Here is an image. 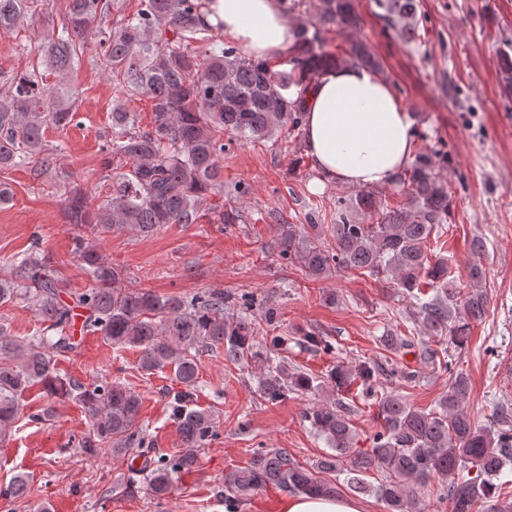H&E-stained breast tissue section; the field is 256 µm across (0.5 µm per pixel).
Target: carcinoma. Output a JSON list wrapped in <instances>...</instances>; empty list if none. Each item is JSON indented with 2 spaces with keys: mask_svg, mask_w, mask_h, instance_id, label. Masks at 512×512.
<instances>
[{
  "mask_svg": "<svg viewBox=\"0 0 512 512\" xmlns=\"http://www.w3.org/2000/svg\"><path fill=\"white\" fill-rule=\"evenodd\" d=\"M136 13L106 27L97 18L109 8L106 0H69L59 29L47 36L41 52L46 67L66 75L90 51L101 59L112 80L129 96L152 101V127L117 107L111 130L102 135V166L112 181V195L96 205L93 196L62 180L61 203L69 223L89 231L74 241V262L92 287L63 296L65 284L36 252L12 258L0 266V305L19 296L29 298L44 324L36 336H10L0 328V440L18 412V398L40 386L53 402L77 400L89 420L80 449L125 455L152 447L141 425L142 399L120 382L84 386L56 370L57 357L77 349L76 333H94L116 349L140 351L139 368L146 374L172 370L181 390L170 399L181 448L172 457L153 462L147 486L153 497L170 494L177 479L199 467L200 448L213 434V414L192 405L200 371V353L224 346L226 360L251 361L265 370L260 395L276 402L296 391L315 393L321 385L300 367L288 368L262 350L256 327L247 313H231L230 298L221 290L189 298L160 296L121 285V271L106 262L95 238L130 229L148 236L164 224H197L201 208L212 195L224 196L221 159L224 135L261 141L286 129L303 127L307 91L328 65L355 63L384 73L368 44L353 36L359 26L356 0H317L315 13L294 30L284 70L264 60L240 55L234 47L204 46L208 29L201 23L200 0H138ZM35 0H0V34H7L34 8ZM383 18L405 22V40L421 44L415 0H383ZM76 90L71 86L48 91L43 73L34 67L0 90V167L35 162L52 168L44 132L64 128L78 117ZM445 158L432 147L396 174L393 185L404 202L390 205L374 190L350 195L339 223L293 225L281 234L280 255L314 278L340 270H362L389 280L407 296L420 301L425 328L448 330L456 345L467 344L470 323L483 317L487 293L484 271L468 268L470 290L462 292L431 243L439 242L452 223L448 180L439 172ZM333 242L325 244V235ZM383 345L396 353L418 351L429 360L435 352L423 342L392 332ZM389 374L384 365L363 364L356 370L337 365L329 378L338 388L361 386L377 405L380 430L370 447L355 446V433L340 402L310 408L305 419L331 449L316 468L308 469L284 449L257 448L247 464L224 476V504L233 505L260 488L277 487L312 496L340 494V488L371 493L387 512H421L420 494L439 482L437 492L452 512H512V484L500 481L512 464V431L476 425L466 409L468 376L451 374L448 392L436 407H412L398 393L377 389L376 375ZM377 469L386 480L365 482ZM337 472L343 483L320 474ZM25 475L0 489V497L24 496Z\"/></svg>",
  "mask_w": 512,
  "mask_h": 512,
  "instance_id": "carcinoma-1",
  "label": "carcinoma"
}]
</instances>
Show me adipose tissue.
<instances>
[{"label":"adipose tissue","mask_w":512,"mask_h":512,"mask_svg":"<svg viewBox=\"0 0 512 512\" xmlns=\"http://www.w3.org/2000/svg\"><path fill=\"white\" fill-rule=\"evenodd\" d=\"M206 25L255 59L285 54L292 23L281 0H205ZM414 121L390 84L360 65L327 67L308 94L304 141L319 178L359 188L391 184L414 153Z\"/></svg>","instance_id":"adipose-tissue-1"}]
</instances>
